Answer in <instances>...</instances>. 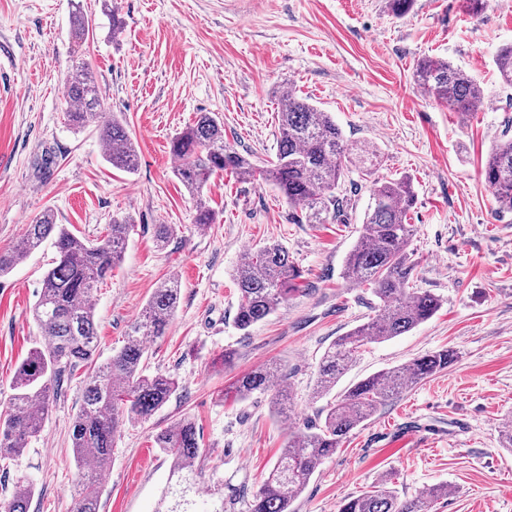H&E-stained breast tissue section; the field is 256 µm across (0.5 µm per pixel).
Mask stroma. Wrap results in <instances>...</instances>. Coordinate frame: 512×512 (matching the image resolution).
<instances>
[{
  "instance_id": "1",
  "label": "stroma",
  "mask_w": 512,
  "mask_h": 512,
  "mask_svg": "<svg viewBox=\"0 0 512 512\" xmlns=\"http://www.w3.org/2000/svg\"><path fill=\"white\" fill-rule=\"evenodd\" d=\"M93 37L71 38L76 4ZM124 27L112 36L97 0H0V251L12 248L44 210L79 237H103L113 217L134 229L117 270L93 293L97 362L127 340L154 288L170 274L180 303L165 336L151 341L150 373L176 377L177 392L145 420L120 427L112 462L98 474L99 512H156L169 461L154 437L192 419L207 456L206 492L225 512L249 503L289 436L318 422L328 398L314 395L322 356L337 337L378 312L369 287H349L345 258L369 202V183L349 173L340 218L311 223L270 183L225 174L204 194L214 224L198 227L193 201L174 177L170 141L198 113H216L224 140L257 166L277 151V87L329 112L348 142L379 154L376 174L413 182L408 252L413 287L441 307L410 332L363 345L334 389L449 349L448 368L389 399L323 460L291 512H338L342 499L388 482L400 499L444 485L430 512H512V452L499 430L512 419V213L497 204L482 164L512 120V89L493 63L512 43V0H487L471 16L465 0H415L397 18L385 0H117ZM94 67L106 111L119 117L139 155L127 173L111 167L94 128L65 121L66 78L75 57ZM448 60L483 87L469 117L424 94L419 59ZM177 225L158 246L155 227ZM286 247L303 271L299 290L274 314L238 330L234 269L244 252ZM56 251L44 242L0 278V411L31 350L42 342L32 316ZM236 353L224 365V350ZM280 363L296 414L274 415L269 394L234 400L241 374ZM84 374L60 382L42 428L23 454L0 462V500L30 481L29 512H72L81 472L72 424Z\"/></svg>"
}]
</instances>
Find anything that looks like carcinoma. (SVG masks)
<instances>
[{"instance_id": "obj_1", "label": "carcinoma", "mask_w": 512, "mask_h": 512, "mask_svg": "<svg viewBox=\"0 0 512 512\" xmlns=\"http://www.w3.org/2000/svg\"><path fill=\"white\" fill-rule=\"evenodd\" d=\"M93 31L92 19L76 7L72 38L86 41ZM502 83L512 87V44L494 59ZM417 85L448 108L466 115L484 99L483 89L463 70L446 60L424 57L417 61ZM68 125L76 130L95 127L105 145L112 167L132 171L138 152L123 123L103 110L93 66L80 58L67 76ZM279 139L276 160L260 170L224 142V123L201 112L193 125L171 141L176 160L174 174L194 201V223L205 227L215 221V211L203 190L212 178L230 172L241 179L258 175L272 182L292 208L317 218L329 212L339 215L344 200L337 195L351 166L370 178L369 204L358 241L348 253L343 276L351 286L368 284L379 299V312L349 334L334 341L324 353L318 370L315 394H329L338 379L367 342H383L401 336L432 318L441 307L433 293L410 287L413 264L407 246L412 236L408 213L415 195L407 176L381 180L373 177L377 159L353 148L331 115L299 96L293 89L279 92ZM497 208L512 212V125L481 169ZM133 230L131 220L112 219L107 234L86 240L66 225L57 224L46 211L26 225L20 242L0 252V276H5L54 237L58 258L44 276L33 308L45 343L31 350L21 363L12 384L8 413L0 417V459L19 456L30 438L41 429L43 416L62 378L88 368L83 403L72 427L77 465L101 471L109 465L120 424L125 419L145 420L177 391L171 376L146 373L147 341L165 335L180 300L176 275L154 289L140 317L131 325L124 346L107 362L95 361L97 331L94 289L118 267ZM300 271L279 243L266 244L247 253L237 265L235 280L239 300L234 323L241 331L274 314L297 290ZM453 354L447 350L416 359L402 367L382 371L358 383L326 410L323 423L288 436L277 461L258 491L250 512H289L291 502L309 483L323 459L340 447L343 439L373 416L390 397L448 367ZM273 366L253 369L238 377L233 390L241 400L256 393L272 392L274 410L292 413ZM155 442L170 461L169 481L158 512H224V496L203 494L200 462L206 457L194 423L182 420L160 431ZM31 485L19 483L0 512H29ZM73 512H99L100 489L93 476L84 474L74 488ZM429 498L401 501L384 482L339 505V512H428Z\"/></svg>"}]
</instances>
